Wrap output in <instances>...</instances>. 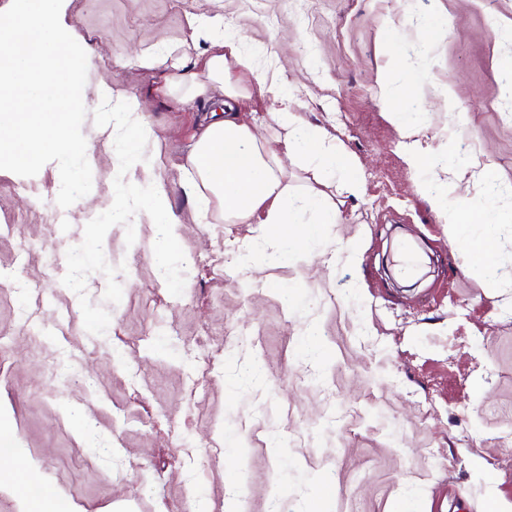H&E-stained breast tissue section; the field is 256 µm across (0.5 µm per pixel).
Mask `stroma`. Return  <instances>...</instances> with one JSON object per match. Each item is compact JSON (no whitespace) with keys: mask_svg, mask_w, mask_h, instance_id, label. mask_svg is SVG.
Instances as JSON below:
<instances>
[{"mask_svg":"<svg viewBox=\"0 0 512 512\" xmlns=\"http://www.w3.org/2000/svg\"><path fill=\"white\" fill-rule=\"evenodd\" d=\"M201 20L278 77V95L241 121L273 132L272 112L290 103L359 168V195L341 180L326 189L343 223L288 263L261 261L266 225L202 220L187 190L195 135L222 104L159 88L197 72ZM65 24L88 60L92 189L70 224L55 169L0 172V270L17 281L0 286V413L14 448L0 469L26 462L62 512H268L274 496L283 512H394L405 498L448 512L452 490L469 512L511 505L512 0H69ZM103 85L140 105L152 166L125 180L164 189L186 283L169 293L148 214L132 219L134 243L112 226L103 251L122 298L107 302L106 276L88 275L85 296L110 315L93 335L62 271L114 201L115 128L90 116ZM394 98L424 118L414 137ZM412 141L434 165L410 164ZM461 196L506 217L483 269L437 208ZM242 251L255 262L238 264ZM63 353L65 380L52 375ZM254 358L265 374L242 382Z\"/></svg>","mask_w":512,"mask_h":512,"instance_id":"stroma-1","label":"stroma"}]
</instances>
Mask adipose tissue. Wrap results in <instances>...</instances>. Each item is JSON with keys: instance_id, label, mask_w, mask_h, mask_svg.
<instances>
[{"instance_id": "1", "label": "adipose tissue", "mask_w": 512, "mask_h": 512, "mask_svg": "<svg viewBox=\"0 0 512 512\" xmlns=\"http://www.w3.org/2000/svg\"><path fill=\"white\" fill-rule=\"evenodd\" d=\"M199 69L196 76L169 77L161 88L163 95L177 100L207 92L224 100L223 115L208 123L197 137L187 187L203 202L217 201L225 223L268 225L275 248L267 259L273 264L286 263L290 238L308 241L322 237L330 226L340 223L341 213L321 192L291 189L284 157L301 160L306 169L326 177L343 172L355 191L360 188L357 168L336 144L305 127L290 105L273 113L276 129L268 138L240 121V105L254 96L276 93L277 79L258 72L235 41L213 35ZM442 216L452 242L467 257H474L485 245L497 249L494 224H487L477 236L462 232V225L473 220L466 202L444 206Z\"/></svg>"}]
</instances>
